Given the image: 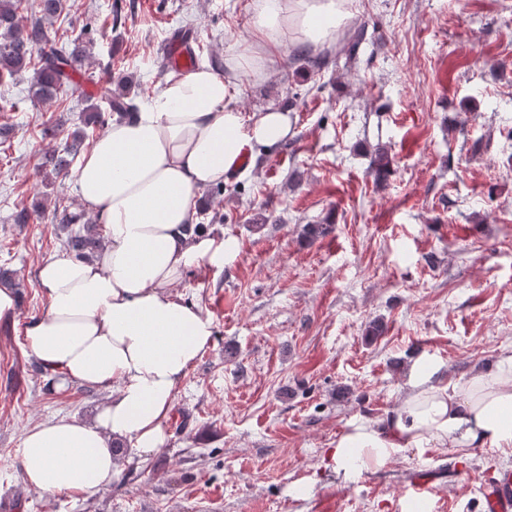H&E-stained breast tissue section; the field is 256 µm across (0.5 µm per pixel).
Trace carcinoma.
Wrapping results in <instances>:
<instances>
[{"instance_id":"carcinoma-1","label":"carcinoma","mask_w":512,"mask_h":512,"mask_svg":"<svg viewBox=\"0 0 512 512\" xmlns=\"http://www.w3.org/2000/svg\"><path fill=\"white\" fill-rule=\"evenodd\" d=\"M21 0H0V79L10 78L25 71L38 58L30 82L31 97L51 101L70 83L71 72L77 69L90 54V43L78 36L59 43L51 41L42 20L55 17L61 7L60 0H39L41 17L31 19L29 25L21 23ZM108 111L117 115L137 111L129 94L104 96ZM82 137L72 133V140L60 150L43 157L41 172L53 175L68 173L73 159L79 152ZM391 170V159L383 148H377L370 163L374 180H384ZM55 219L67 230L65 245L79 260L88 259L100 249L102 238L87 224L81 223L82 215L65 209L55 211Z\"/></svg>"}]
</instances>
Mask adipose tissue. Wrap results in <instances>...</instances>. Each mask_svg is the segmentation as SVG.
Returning a JSON list of instances; mask_svg holds the SVG:
<instances>
[{
    "label": "adipose tissue",
    "instance_id": "obj_1",
    "mask_svg": "<svg viewBox=\"0 0 512 512\" xmlns=\"http://www.w3.org/2000/svg\"><path fill=\"white\" fill-rule=\"evenodd\" d=\"M350 0H254L257 40L224 55L225 72L202 65L165 78L138 112L113 118L79 159L75 181L84 209L105 231L93 260L59 252L38 270L44 309L29 318L22 344L55 389L107 392L93 420L61 416L25 429L18 464L33 488L89 496L119 475L112 441L149 458L167 440L174 398L211 346L212 317L175 292L194 267L223 269L231 237L198 222V199L224 184L255 147L286 140L287 113H244L226 72L262 78L289 43L318 47L348 25ZM418 358L408 389L378 422L352 419L329 449L326 467L350 482L403 452L433 448L512 450V349L490 367L446 385Z\"/></svg>",
    "mask_w": 512,
    "mask_h": 512
}]
</instances>
